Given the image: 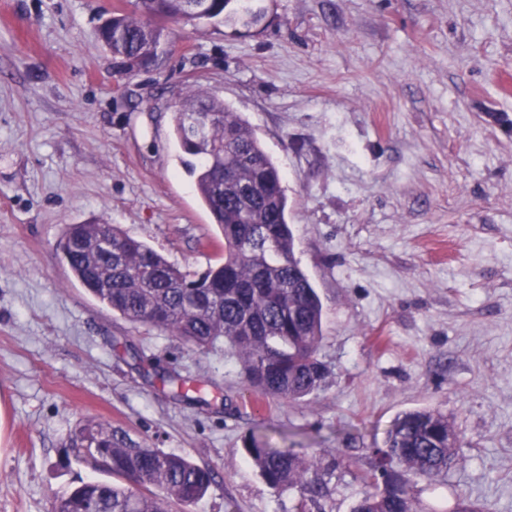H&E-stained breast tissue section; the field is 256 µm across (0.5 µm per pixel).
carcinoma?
I'll list each match as a JSON object with an SVG mask.
<instances>
[{"label":"carcinoma","instance_id":"cac0c4a2","mask_svg":"<svg viewBox=\"0 0 512 512\" xmlns=\"http://www.w3.org/2000/svg\"><path fill=\"white\" fill-rule=\"evenodd\" d=\"M216 0L207 15L185 18L171 0H133L134 10L100 27L99 38L127 73L159 68L152 50L168 41L159 15L194 29L215 21L247 25L252 0ZM218 115L206 130L204 153L187 137L193 114ZM180 160L195 191L224 236V257L196 274L170 263L118 225L99 220L67 224L57 249L73 277L93 297L127 320L163 330L180 343L209 349L229 345L238 355L243 386L265 400H300L319 390L328 369L319 357L323 309L295 258L279 167L224 101L189 91L174 111ZM448 416L416 410L395 419L384 446L374 450L380 473L364 477L367 490L352 512H421L416 488L448 472L457 444L448 443ZM72 455L112 477L89 480L55 497L51 512H173L205 496L213 473L188 458L139 447L105 422L74 431ZM263 481L278 492L298 490L294 512L321 509L328 493L321 458L273 447L251 435L243 448Z\"/></svg>","mask_w":512,"mask_h":512}]
</instances>
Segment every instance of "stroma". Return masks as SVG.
I'll return each instance as SVG.
<instances>
[{"mask_svg":"<svg viewBox=\"0 0 512 512\" xmlns=\"http://www.w3.org/2000/svg\"><path fill=\"white\" fill-rule=\"evenodd\" d=\"M252 28L170 24L160 73L98 39L128 0H0V512H50L93 478L66 459L107 420L215 480L191 512H293L249 434L325 448V512H351L401 414L460 441L424 512H512V0H255ZM223 99L281 169L295 257L323 306L329 373L259 406L236 355L94 300L56 243L104 220L201 272L224 239L179 162L185 88Z\"/></svg>","mask_w":512,"mask_h":512,"instance_id":"1","label":"stroma"}]
</instances>
